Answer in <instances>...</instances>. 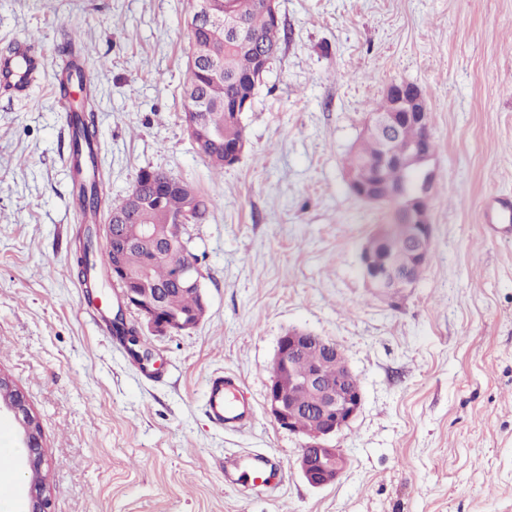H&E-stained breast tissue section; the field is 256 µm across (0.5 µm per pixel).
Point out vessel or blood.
Instances as JSON below:
<instances>
[{
	"label": "vessel or blood",
	"instance_id": "vessel-or-blood-1",
	"mask_svg": "<svg viewBox=\"0 0 512 512\" xmlns=\"http://www.w3.org/2000/svg\"><path fill=\"white\" fill-rule=\"evenodd\" d=\"M44 67L41 53L27 43H17L12 54L0 57V91H26L31 79ZM206 407L213 424L221 428L241 425L255 414L241 380L221 371L208 377Z\"/></svg>",
	"mask_w": 512,
	"mask_h": 512
}]
</instances>
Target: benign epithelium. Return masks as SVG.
Listing matches in <instances>:
<instances>
[{"label":"benign epithelium","instance_id":"7a95c632","mask_svg":"<svg viewBox=\"0 0 512 512\" xmlns=\"http://www.w3.org/2000/svg\"><path fill=\"white\" fill-rule=\"evenodd\" d=\"M224 26V0H197L188 18L192 33L208 32ZM386 95L394 99L392 112L373 113L368 130L382 143L378 168L389 164L403 165L419 175L417 181L397 188L383 181L364 183L353 170L347 171L349 187L360 199L380 206L407 221L411 228L406 248L414 264L404 265L395 257H377L362 248L360 261L364 279L374 294L397 305L415 288L418 269L424 265L432 249L430 224V196L433 173L426 164L434 154L430 135L431 112L422 91L410 82H393ZM185 131L190 140L205 147L215 142L216 136L205 126L197 105L186 108L183 115ZM412 124L424 131L420 139L409 141L398 155L391 150L394 137L403 126ZM100 240L112 253L110 277L123 285L121 309L138 312L142 327L154 335L170 331H191L204 320L207 302L201 300V310L172 312L165 306L167 289L147 280L146 275L133 278L124 265V254L135 248L154 244V254H166L162 245L155 244L154 225L145 219L144 195L134 187L126 201L112 211L106 223L100 225ZM203 273L198 262H173L170 285L182 290H201ZM300 355H312L311 367L302 373L292 365ZM339 365L337 377L332 379L324 370L325 359ZM355 372L340 348L333 342L300 329H290L279 339L271 362V377L266 394V409L274 424L292 434H301L299 422L307 420L314 442L303 451L300 470L313 487H323L336 481L347 461L340 448L326 444L331 436L348 427L363 404L362 388L349 384ZM0 411L13 417L17 435L26 449L28 467L43 470L42 426L38 414L26 403L22 390L11 375L0 371ZM53 490L48 484L29 486V512H53Z\"/></svg>","mask_w":512,"mask_h":512}]
</instances>
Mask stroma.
Returning a JSON list of instances; mask_svg holds the SVG:
<instances>
[{
    "label": "stroma",
    "mask_w": 512,
    "mask_h": 512,
    "mask_svg": "<svg viewBox=\"0 0 512 512\" xmlns=\"http://www.w3.org/2000/svg\"><path fill=\"white\" fill-rule=\"evenodd\" d=\"M287 38L243 113L241 160L214 174L186 135L190 0H0V53L27 40L46 70L0 93V369L38 414L53 512H512V0H277ZM86 45L103 203L140 170L211 202L184 235L208 305L189 332L147 334L140 374L80 303L79 213L58 77ZM394 81L431 112L433 248L415 288L377 298L360 253L382 209L345 159ZM297 328L336 343L364 402L332 437L348 466L315 488L305 438L266 411L270 362ZM241 377L255 415L218 429L205 381ZM269 458L250 490L225 458Z\"/></svg>",
    "instance_id": "1"
}]
</instances>
